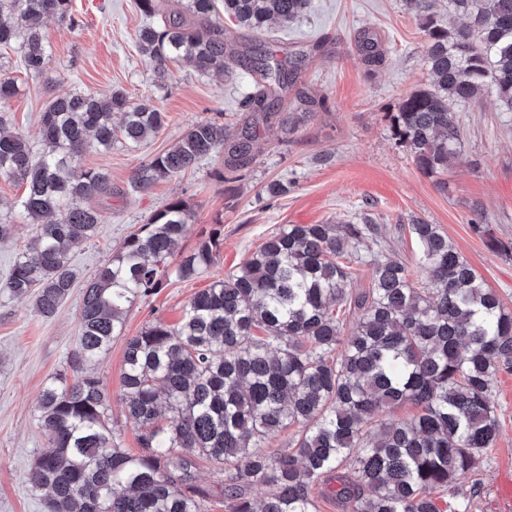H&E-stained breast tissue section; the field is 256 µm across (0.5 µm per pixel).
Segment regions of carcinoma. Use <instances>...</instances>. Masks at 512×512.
Instances as JSON below:
<instances>
[{"mask_svg": "<svg viewBox=\"0 0 512 512\" xmlns=\"http://www.w3.org/2000/svg\"><path fill=\"white\" fill-rule=\"evenodd\" d=\"M222 2L231 20L259 36L272 22H294L310 0ZM138 4L158 20L139 33L158 77L179 59L203 74L234 65L267 84L245 101L263 115L269 98L288 89L283 68L230 48L217 0ZM452 5L468 22L444 27L433 14L423 18L430 86L401 98L390 116L392 138L429 176L459 157L457 105L489 90L512 112V0ZM48 18L75 28L72 0H0V46L20 43L32 76L49 57ZM359 48L369 63L381 56L367 34ZM15 94L14 82L1 79L0 176L24 187L21 216L35 233L0 280V295L31 297L50 317L77 280L71 252L94 236L103 219L97 202L112 196V175L82 169L80 157L119 139L136 147L161 131L166 115L121 91L68 93L44 109L36 156L1 116ZM250 140L197 121L137 168L133 187L193 170L221 145L224 182L235 183ZM191 218L183 200H172L84 285L72 376L53 378L38 404L49 449L34 458L27 482L44 493L48 512H206L208 493L195 485L199 461L227 487V512H316L318 487L345 512H441L436 496L455 491L499 438L490 393L498 374L512 372V311L440 226L423 220L411 233L427 283L416 285L399 260L374 258L372 286L359 294L341 259L375 235L373 220L283 225L196 292L177 325L157 322L127 340L121 400L141 430V452L114 443L108 395L88 366L108 350L134 302L162 287L170 262L182 280L214 265V235L177 256ZM473 228L491 250L512 249L485 225ZM352 308L360 317L346 336L341 315ZM405 406L415 412L380 418ZM291 428L288 447L270 450ZM242 481L274 490L255 500L238 488Z\"/></svg>", "mask_w": 512, "mask_h": 512, "instance_id": "obj_1", "label": "carcinoma"}]
</instances>
